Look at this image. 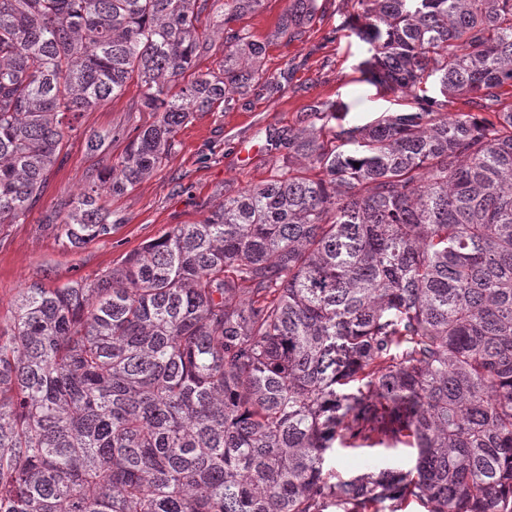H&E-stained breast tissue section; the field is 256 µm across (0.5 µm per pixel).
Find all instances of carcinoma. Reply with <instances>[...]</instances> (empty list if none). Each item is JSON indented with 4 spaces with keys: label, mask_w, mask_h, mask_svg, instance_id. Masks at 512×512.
Listing matches in <instances>:
<instances>
[{
    "label": "carcinoma",
    "mask_w": 512,
    "mask_h": 512,
    "mask_svg": "<svg viewBox=\"0 0 512 512\" xmlns=\"http://www.w3.org/2000/svg\"><path fill=\"white\" fill-rule=\"evenodd\" d=\"M263 2L0 0V236L65 162L66 115L130 81L156 118L45 213L64 248L111 237L107 199L193 113L282 92L237 26ZM286 2L278 34L298 38L317 0ZM359 4L365 81L404 108L344 128L316 102L276 172L202 222L91 282L21 289L0 512H512V0ZM336 443L417 457L344 478Z\"/></svg>",
    "instance_id": "carcinoma-1"
}]
</instances>
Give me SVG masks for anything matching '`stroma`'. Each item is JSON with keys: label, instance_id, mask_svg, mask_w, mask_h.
<instances>
[{"label": "stroma", "instance_id": "35a3bbf8", "mask_svg": "<svg viewBox=\"0 0 512 512\" xmlns=\"http://www.w3.org/2000/svg\"><path fill=\"white\" fill-rule=\"evenodd\" d=\"M286 0H265L242 24L268 41L263 64L268 73L287 71L288 86L272 96H249L245 106L230 112H197L180 129L175 152L150 178L123 195L110 198L112 236L78 249L57 245L40 220L62 195L85 185L93 164L117 161L127 143V131L149 119L137 111L139 90L129 83L121 96L78 114L68 141L66 162L51 173L44 195L25 223L12 225L0 240V323L12 318V303L21 288L40 281L60 287L71 281H92L103 270L119 265L130 252L157 238L174 224H194L223 201L225 191L254 186L274 174L278 150L270 137L299 124L308 105L340 101L346 104L344 125H361L397 107L391 98L368 84L362 64L369 46L343 22L358 9L357 0H317L313 24L296 39L278 37L276 26ZM111 131L97 156L84 147V136ZM415 449L336 447L326 455V469L346 476L385 461L409 466Z\"/></svg>", "mask_w": 512, "mask_h": 512}]
</instances>
